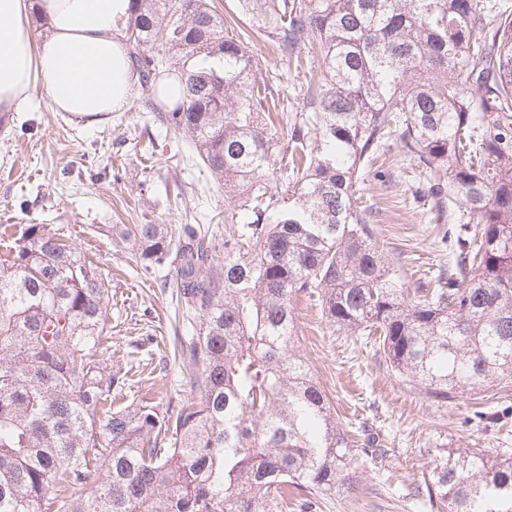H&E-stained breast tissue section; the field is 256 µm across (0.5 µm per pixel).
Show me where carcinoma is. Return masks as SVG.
Here are the masks:
<instances>
[{
	"instance_id": "obj_1",
	"label": "carcinoma",
	"mask_w": 512,
	"mask_h": 512,
	"mask_svg": "<svg viewBox=\"0 0 512 512\" xmlns=\"http://www.w3.org/2000/svg\"><path fill=\"white\" fill-rule=\"evenodd\" d=\"M234 33L206 0H132L121 40L143 111L224 185V263L190 224H114L199 320L174 352L193 396L114 406L102 366L110 279L64 227L24 224L0 262V512H274L353 489L357 454L295 349L293 301L374 338L434 403L512 390V0H236ZM288 62L317 44L321 79L281 112L247 40ZM180 96L156 99L170 82ZM476 220L452 260L403 288L358 206L386 145ZM432 512H512V457L439 448L417 482Z\"/></svg>"
}]
</instances>
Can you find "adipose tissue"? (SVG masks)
<instances>
[{"label":"adipose tissue","mask_w":512,"mask_h":512,"mask_svg":"<svg viewBox=\"0 0 512 512\" xmlns=\"http://www.w3.org/2000/svg\"><path fill=\"white\" fill-rule=\"evenodd\" d=\"M129 10L130 0H0V107L22 111L39 85L57 112L99 122L119 111L136 82L115 36ZM34 14L50 29L39 42Z\"/></svg>","instance_id":"obj_1"}]
</instances>
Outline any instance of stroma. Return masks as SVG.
I'll use <instances>...</instances> for the list:
<instances>
[{"label": "stroma", "instance_id": "obj_1", "mask_svg": "<svg viewBox=\"0 0 512 512\" xmlns=\"http://www.w3.org/2000/svg\"><path fill=\"white\" fill-rule=\"evenodd\" d=\"M258 77L290 104L304 98L309 72L286 69L273 46L250 44ZM134 90L128 105L94 125L54 111L44 88L28 107L0 126V224H64L70 244L112 277L108 309L112 333L102 357L125 377L124 402L152 393L177 405L188 396L189 372L172 355V341L192 328L175 300L172 266L143 272L128 248L113 241L112 224L180 225L200 214V232L224 258V192L199 166L183 168L187 145L142 111ZM362 201L380 247L415 289L423 276L448 265L441 239L447 220L431 210L429 178L412 158L387 147L368 166ZM297 347L331 394L336 416L366 432L379 455L363 458L355 473L360 492L313 495L312 512H426L413 481L434 449L478 448L487 459L512 456V421L489 424L476 400L432 402L386 364L375 348L330 326L317 301L294 304Z\"/></svg>", "mask_w": 512, "mask_h": 512}]
</instances>
